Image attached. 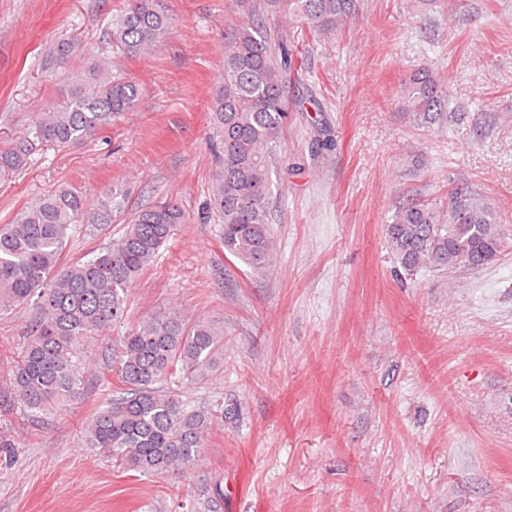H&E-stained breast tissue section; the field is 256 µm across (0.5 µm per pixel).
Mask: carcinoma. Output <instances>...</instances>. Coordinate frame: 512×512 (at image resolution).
Masks as SVG:
<instances>
[{
  "label": "carcinoma",
  "instance_id": "cac0c4a2",
  "mask_svg": "<svg viewBox=\"0 0 512 512\" xmlns=\"http://www.w3.org/2000/svg\"><path fill=\"white\" fill-rule=\"evenodd\" d=\"M228 2L236 20L224 25V65L210 112L220 156L201 210L193 214L173 199L137 209L118 237L71 263L63 254L76 225L109 227L125 210L122 188L91 199L76 186L59 184L0 223V317L19 319L26 340L0 403L16 401L37 419L77 404L87 391L94 344L125 321L129 288L183 224L223 225L224 257L256 275L269 272L275 252L272 156L294 113L307 111L304 101L289 96V75L305 69L311 41L347 22L354 0ZM272 17L288 21V36L269 28ZM174 26L159 0H122L106 28L108 54L90 56L69 37L52 42L46 63L64 85L62 98L0 145V169L24 166L39 145L92 140L133 111L142 85L112 70L111 55L153 53ZM397 103L434 125L447 112L448 84L430 63L405 81ZM383 233L408 276L481 269L512 248V229L467 186L448 189L439 202L404 200ZM222 360L224 322L190 318L174 306L156 309L120 338L112 397L91 414L82 447L126 472L187 475L201 465L212 432L224 426V405L190 406L180 385L209 380Z\"/></svg>",
  "mask_w": 512,
  "mask_h": 512
}]
</instances>
